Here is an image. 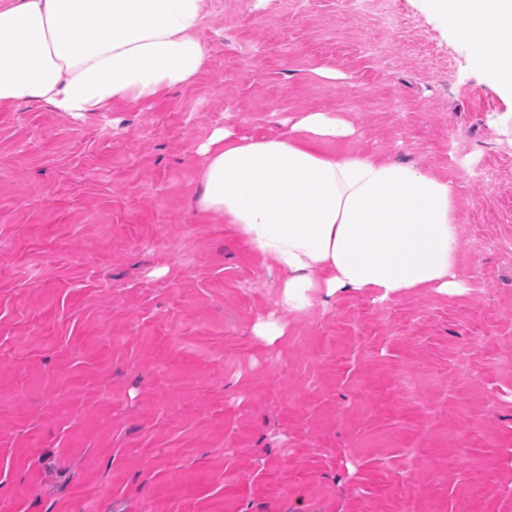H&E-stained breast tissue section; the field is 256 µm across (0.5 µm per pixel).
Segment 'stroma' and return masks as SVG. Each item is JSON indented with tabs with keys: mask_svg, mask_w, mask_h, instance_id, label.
<instances>
[{
	"mask_svg": "<svg viewBox=\"0 0 512 512\" xmlns=\"http://www.w3.org/2000/svg\"><path fill=\"white\" fill-rule=\"evenodd\" d=\"M203 14L183 88L0 109V512H512V100L424 0ZM308 111L456 183L463 295L290 311L197 209L213 129Z\"/></svg>",
	"mask_w": 512,
	"mask_h": 512,
	"instance_id": "obj_1",
	"label": "stroma"
}]
</instances>
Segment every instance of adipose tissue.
Instances as JSON below:
<instances>
[{"instance_id":"1","label":"adipose tissue","mask_w":512,"mask_h":512,"mask_svg":"<svg viewBox=\"0 0 512 512\" xmlns=\"http://www.w3.org/2000/svg\"><path fill=\"white\" fill-rule=\"evenodd\" d=\"M468 44L472 67L512 98V0H426ZM202 0H18L0 5V107L44 102L79 116L153 99L203 67ZM327 112L287 134L244 139L216 128L199 152L200 211L223 216L283 276L279 302L363 292L385 301L465 291L456 186L420 163L328 153L352 135Z\"/></svg>"}]
</instances>
